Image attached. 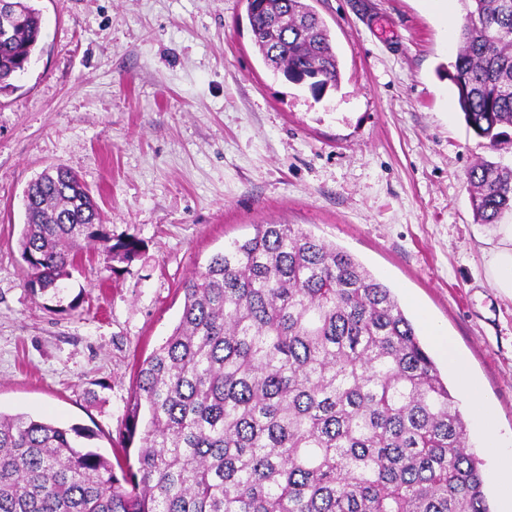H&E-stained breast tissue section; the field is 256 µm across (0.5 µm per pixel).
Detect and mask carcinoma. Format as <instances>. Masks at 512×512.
Masks as SVG:
<instances>
[{"label": "carcinoma", "instance_id": "obj_1", "mask_svg": "<svg viewBox=\"0 0 512 512\" xmlns=\"http://www.w3.org/2000/svg\"><path fill=\"white\" fill-rule=\"evenodd\" d=\"M453 72L460 111L498 147L512 127V0H469ZM264 64L290 81L341 79L307 0H246ZM0 35L14 89L41 17ZM476 221L512 212V167L468 172ZM19 245L32 293L58 295L84 244L126 260L96 202L64 169L25 190ZM172 333L143 362L110 460L84 429L0 411V512H490L483 461L457 402L391 288L291 224H258L182 284ZM140 445L135 462L128 446Z\"/></svg>", "mask_w": 512, "mask_h": 512}]
</instances>
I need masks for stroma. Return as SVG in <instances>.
I'll return each mask as SVG.
<instances>
[{"label": "stroma", "instance_id": "obj_1", "mask_svg": "<svg viewBox=\"0 0 512 512\" xmlns=\"http://www.w3.org/2000/svg\"><path fill=\"white\" fill-rule=\"evenodd\" d=\"M337 88L273 76L246 0H34L40 49L0 95V411L90 430L112 456L138 367L177 325L182 283L258 224L336 245L396 296L428 351L451 336L512 438V297L487 261L467 173L512 166L465 124L448 78L462 0H310ZM61 167L90 190L126 261L88 247L61 299L32 294L23 193ZM491 512L499 460L470 419Z\"/></svg>", "mask_w": 512, "mask_h": 512}]
</instances>
